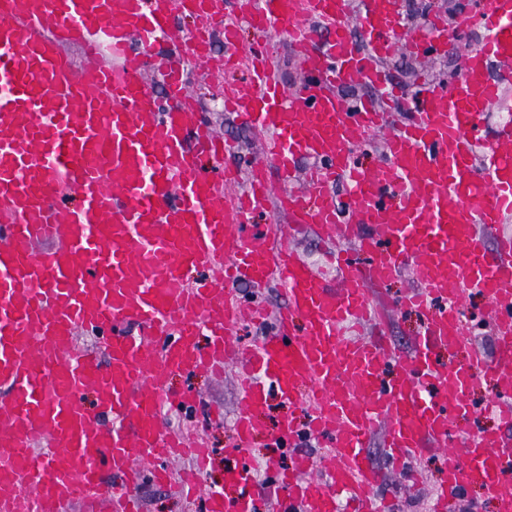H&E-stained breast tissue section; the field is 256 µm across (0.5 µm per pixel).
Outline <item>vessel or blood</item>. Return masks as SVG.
<instances>
[{"instance_id": "obj_1", "label": "vessel or blood", "mask_w": 512, "mask_h": 512, "mask_svg": "<svg viewBox=\"0 0 512 512\" xmlns=\"http://www.w3.org/2000/svg\"><path fill=\"white\" fill-rule=\"evenodd\" d=\"M465 26L482 31L462 73L446 85L419 79L411 93L387 86L382 60L399 48L434 58L448 51V20L409 28L398 0H360L359 41L349 0H242L225 19L224 67L244 69L224 109L256 129L264 163L227 168L233 143L200 111L190 75L205 36H176L178 15L219 14V0H0V512H138L131 496L145 478L163 483L165 461L193 456L202 440L175 435L162 406L196 408L192 393L166 397L163 376L222 372L232 328L243 314L274 330L245 354L234 429L248 446L258 415L280 398L309 412L283 419L277 443L322 442L320 457L296 454L272 469L270 495L250 467L226 470L234 495L213 494L205 512H389L376 495L382 474L366 456L383 433L396 469L434 446L446 448L437 512L477 481L512 512V238L488 233L512 213V128L488 141L482 165L471 146L486 112L512 84V0H479ZM287 33L306 75L285 90L266 49L241 57L235 28ZM175 43L156 58L154 46ZM86 58H67V44ZM498 63L489 76V63ZM159 74L166 97L146 78ZM383 87L382 99L347 103L337 89ZM407 119L394 125V103ZM377 138L382 161L353 159L357 140ZM311 165L292 189L295 163ZM279 174L267 181L265 168ZM344 183L346 197L335 191ZM280 215L315 229L336 280L271 241ZM411 271L400 307L428 312L413 349L387 344L385 317L369 292ZM278 285L284 307L244 303L238 283ZM487 295L496 352L471 350L467 364L437 363L436 350L465 346L472 326L460 306ZM305 322L292 330L294 316ZM211 339L200 346V327ZM368 326L373 336L353 335ZM108 339V356L80 348L79 332ZM491 376L498 427L469 433L470 394ZM94 391L96 409L84 401ZM111 480H104V472Z\"/></svg>"}]
</instances>
